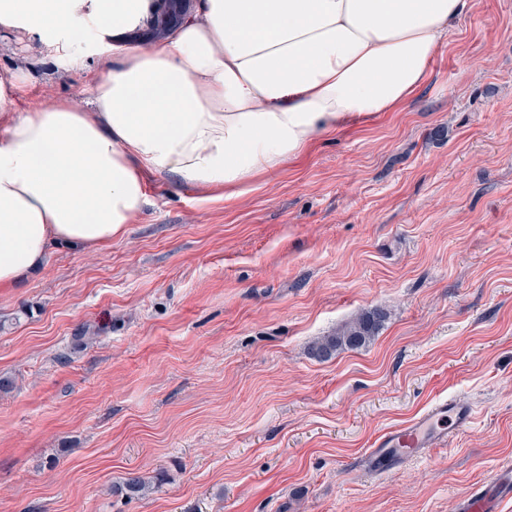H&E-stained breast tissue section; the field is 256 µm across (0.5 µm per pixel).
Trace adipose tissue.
Instances as JSON below:
<instances>
[{"label":"adipose tissue","mask_w":512,"mask_h":512,"mask_svg":"<svg viewBox=\"0 0 512 512\" xmlns=\"http://www.w3.org/2000/svg\"><path fill=\"white\" fill-rule=\"evenodd\" d=\"M152 0H0V33L97 59L88 107L18 116L0 71V288L53 246L98 250L146 202L145 174L233 192L314 138L400 108L470 0H196L172 38L128 45ZM93 32L89 43L75 28Z\"/></svg>","instance_id":"adipose-tissue-1"}]
</instances>
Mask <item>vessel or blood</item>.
<instances>
[{
    "mask_svg": "<svg viewBox=\"0 0 512 512\" xmlns=\"http://www.w3.org/2000/svg\"><path fill=\"white\" fill-rule=\"evenodd\" d=\"M473 420L472 406L453 399L435 401L409 420L386 428L357 458L368 474H381L422 458L447 437L465 431ZM512 502V466L500 467L481 485L460 498L457 512H501Z\"/></svg>",
    "mask_w": 512,
    "mask_h": 512,
    "instance_id": "obj_1",
    "label": "vessel or blood"
}]
</instances>
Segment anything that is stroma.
<instances>
[{"mask_svg": "<svg viewBox=\"0 0 512 512\" xmlns=\"http://www.w3.org/2000/svg\"><path fill=\"white\" fill-rule=\"evenodd\" d=\"M3 68L19 115L98 71L20 33ZM430 72L233 196L148 178L122 239L0 290V512H456L512 461V0H471ZM373 307L371 343L310 356ZM448 397L466 432L355 465Z\"/></svg>", "mask_w": 512, "mask_h": 512, "instance_id": "35a3bbf8", "label": "stroma"}]
</instances>
